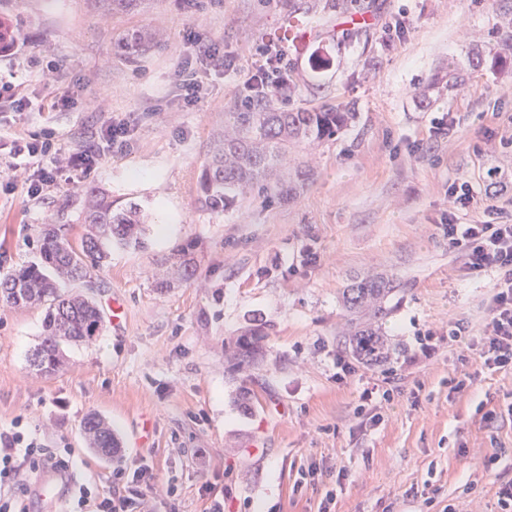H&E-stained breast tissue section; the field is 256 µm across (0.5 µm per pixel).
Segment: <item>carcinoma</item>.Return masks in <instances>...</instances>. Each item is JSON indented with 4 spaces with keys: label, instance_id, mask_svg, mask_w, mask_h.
<instances>
[{
    "label": "carcinoma",
    "instance_id": "carcinoma-1",
    "mask_svg": "<svg viewBox=\"0 0 512 512\" xmlns=\"http://www.w3.org/2000/svg\"><path fill=\"white\" fill-rule=\"evenodd\" d=\"M302 7L288 6V19L269 38L294 41L300 33ZM16 40L12 20L0 15V54L11 50ZM149 33L135 31L123 37L118 47L131 60L151 47ZM470 66L512 72V34L496 45H471L464 50ZM444 89V77L434 76L418 98L422 109L430 108ZM354 113L348 108L325 105L318 109L288 111L266 101L247 112L224 113V139L218 141L203 163L197 180V203L207 211H224L240 199L257 194L264 198L286 199L311 178V169L300 162L281 175L282 162L297 153L328 141L348 126ZM82 223L88 231L73 245L61 228L46 225L39 240V259L0 276V302L13 307H43L44 333L32 353L31 365L44 374L62 366L61 346L68 342H91L103 328L99 306L91 299L63 290V286L92 278L104 267L110 247H139L144 214L135 203L121 209L112 206V197L93 188ZM180 281L188 283L198 271L194 246L187 244L172 255ZM400 288L393 277L374 276L357 280L342 291L344 306L358 313L368 309L374 318L390 312L389 297ZM268 336L264 324L253 319L244 326L231 345L234 359L256 361L263 353ZM386 332L382 326L362 329L353 337L352 353L358 360L381 362L386 359ZM88 448L104 458H112L121 448L118 435L98 413H91L81 424Z\"/></svg>",
    "mask_w": 512,
    "mask_h": 512
}]
</instances>
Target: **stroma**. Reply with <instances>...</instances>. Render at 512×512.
<instances>
[{
    "label": "stroma",
    "instance_id": "35a3bbf8",
    "mask_svg": "<svg viewBox=\"0 0 512 512\" xmlns=\"http://www.w3.org/2000/svg\"><path fill=\"white\" fill-rule=\"evenodd\" d=\"M287 9L288 0L202 8L143 0L131 12L98 0H0V13L20 28L0 55V75L21 74L30 53L51 56L61 69L36 94L67 91L79 102L0 112V149L9 150L13 134L50 128L71 150L108 119L136 122L129 151L46 198L28 195L24 172L0 170V275L35 260L47 222L78 239L90 189L148 216L143 248H112L106 266L77 286L107 320L121 299L122 327L107 323L96 341L64 345L55 374L29 365L44 309L0 307V429L20 417L46 447L74 449L82 478L103 493L113 468L149 462L153 512H205L216 497L224 512H319L323 485L292 491L299 470L315 468L345 474L333 512H499V487L512 481V368L488 367L477 351L449 343L457 321L483 335L493 277H465L440 224L458 178H470L483 205L512 196V75L471 70L462 53L469 41L498 39L512 0L310 9L302 40L280 46L297 90L278 104H346L356 122L311 150L314 178L295 197L200 210L197 176L224 133L225 113L243 108L251 48ZM401 15L403 42L386 43L383 27ZM187 27L239 50L240 70L205 74L199 102L181 112L174 71L188 51ZM137 28L159 43L131 62L114 42ZM450 63L464 85L418 108V92ZM447 118L452 128L442 127ZM187 243L200 260L197 280L157 293L154 273ZM306 245L316 264H303ZM375 273L401 288L382 321L390 356L367 364L349 347L353 325L341 292ZM253 317L268 327L263 354L234 367L224 343ZM425 343L431 355L422 354ZM340 357L354 368L342 378ZM461 379L465 387L455 389ZM367 389L373 396L361 401ZM387 389L389 404L381 398ZM489 410L496 416L487 421ZM92 412L119 434L117 458L86 447L80 425Z\"/></svg>",
    "mask_w": 512,
    "mask_h": 512
}]
</instances>
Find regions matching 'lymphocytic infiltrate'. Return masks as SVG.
<instances>
[{
    "label": "lymphocytic infiltrate",
    "instance_id": "obj_1",
    "mask_svg": "<svg viewBox=\"0 0 512 512\" xmlns=\"http://www.w3.org/2000/svg\"><path fill=\"white\" fill-rule=\"evenodd\" d=\"M184 39L190 52L178 63L175 78L182 102L190 108L201 98L202 74L236 72L239 56L223 43L191 28L186 29ZM293 79L290 63L277 47L257 48L246 82L255 98L272 93L287 96ZM132 140L133 124L122 119L91 132L83 145L68 155L63 154L56 134L50 130L14 137L9 155L26 164L31 172L29 191L37 196L44 187L58 184L64 171L90 175L104 157L128 151ZM448 196L454 212L442 230L449 247L462 255L463 271L471 277L490 271L495 274L483 336H471L467 326L457 323L449 326L448 339L470 348L479 347L485 365L512 366V216L507 213L512 198L501 206H485L482 220L461 224L456 213L476 206L475 191L470 182L462 180L449 185ZM44 466L75 468L74 449L44 447L36 433L19 419L9 429L0 430V512H27L23 503L26 482ZM152 478V468L146 464L131 471L114 468L113 490L108 494L100 493L83 479H75L69 512H143Z\"/></svg>",
    "mask_w": 512,
    "mask_h": 512
}]
</instances>
